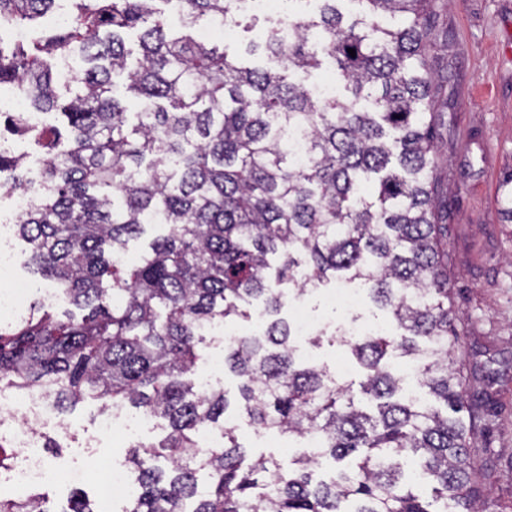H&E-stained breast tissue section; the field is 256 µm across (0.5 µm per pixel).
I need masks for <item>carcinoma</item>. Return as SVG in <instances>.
Segmentation results:
<instances>
[{"label": "carcinoma", "mask_w": 512, "mask_h": 512, "mask_svg": "<svg viewBox=\"0 0 512 512\" xmlns=\"http://www.w3.org/2000/svg\"><path fill=\"white\" fill-rule=\"evenodd\" d=\"M60 0H0V23H37ZM59 34L0 44V88L39 112L62 111L56 130L9 114L14 132L45 142L39 181L25 158L0 151V192L33 193L17 233L31 261L73 305L66 321L42 308L0 329V388L40 394L64 414L90 399L103 411L134 407L166 422L158 442L129 450L137 490L123 512H483L472 448L489 411L454 368L460 341L448 288L445 211L438 196L434 139L441 116L428 64L436 0H318L319 16L271 26L261 51L283 70L246 66L231 42L204 43L201 22L239 27L244 0H69ZM175 4V36L161 5ZM397 20L391 28L376 18ZM139 39L130 65L126 36ZM318 40L345 96L320 99L289 80L322 61ZM355 50L351 56L348 49ZM72 72L61 102L54 68ZM149 105L129 112L115 77ZM305 136L298 165L288 133ZM499 212L512 223V172ZM165 226L139 262L130 239ZM358 281L395 324L393 333L333 336L365 370L351 386L299 360L291 323L277 317L282 285ZM264 303L256 333L224 340V368L238 380L235 407L224 390L193 391L202 325L245 316ZM413 364L426 395L405 398L399 364ZM235 414L258 429L300 440L306 451L286 469L261 456L250 464ZM202 426L224 428L197 449ZM334 469L317 479L319 459ZM0 512H50L34 495L0 497ZM64 512H101L76 492Z\"/></svg>", "instance_id": "cac0c4a2"}]
</instances>
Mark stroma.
<instances>
[{
	"label": "stroma",
	"mask_w": 512,
	"mask_h": 512,
	"mask_svg": "<svg viewBox=\"0 0 512 512\" xmlns=\"http://www.w3.org/2000/svg\"><path fill=\"white\" fill-rule=\"evenodd\" d=\"M443 22L433 30L429 65L443 92L436 102L444 123L435 145L441 196L448 206V281L462 333L452 358L465 374L480 377L491 412L474 450L487 512H512V224L499 212L497 195L512 172V0H439ZM9 270L0 291L21 279L29 301L56 316L76 313L57 284L32 272L30 252L12 241ZM312 352L317 363L359 385L364 371L337 344L322 339ZM97 405L88 400L66 414L74 435L48 450L52 460L88 461L96 455L123 467L126 453L140 442L164 435L163 421L123 440L94 443ZM239 437L253 456L286 464L298 456L287 437H256L241 424Z\"/></svg>",
	"instance_id": "stroma-1"
}]
</instances>
